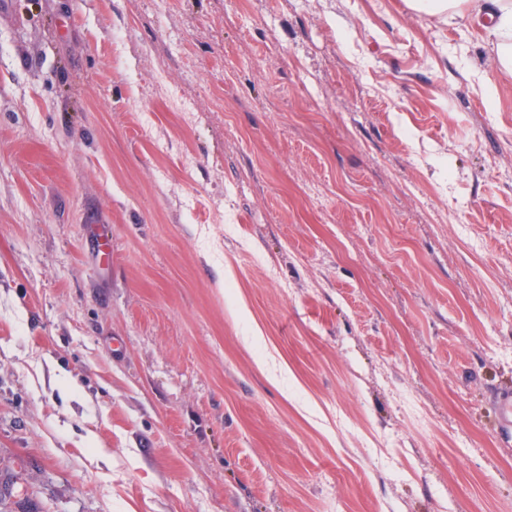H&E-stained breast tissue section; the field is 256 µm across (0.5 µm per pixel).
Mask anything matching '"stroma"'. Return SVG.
<instances>
[{
    "mask_svg": "<svg viewBox=\"0 0 512 512\" xmlns=\"http://www.w3.org/2000/svg\"><path fill=\"white\" fill-rule=\"evenodd\" d=\"M506 383L512 73L488 24L406 0H11L19 512H512ZM498 435L503 438L512 437V388H503L498 393Z\"/></svg>",
    "mask_w": 512,
    "mask_h": 512,
    "instance_id": "35a3bbf8",
    "label": "stroma"
}]
</instances>
